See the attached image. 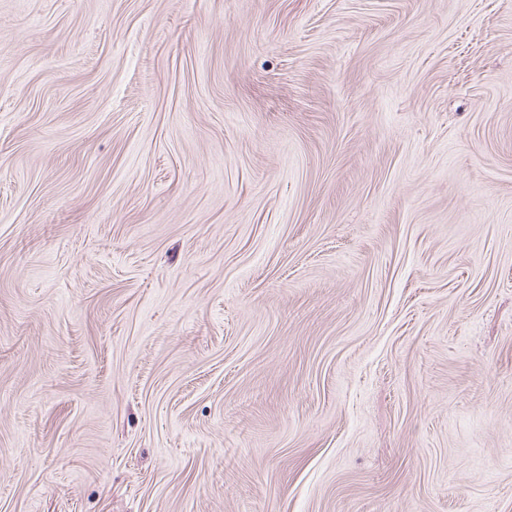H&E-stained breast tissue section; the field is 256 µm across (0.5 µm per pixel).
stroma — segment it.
<instances>
[{
    "label": "stroma",
    "instance_id": "obj_1",
    "mask_svg": "<svg viewBox=\"0 0 512 512\" xmlns=\"http://www.w3.org/2000/svg\"><path fill=\"white\" fill-rule=\"evenodd\" d=\"M0 512H512V0H0Z\"/></svg>",
    "mask_w": 512,
    "mask_h": 512
}]
</instances>
